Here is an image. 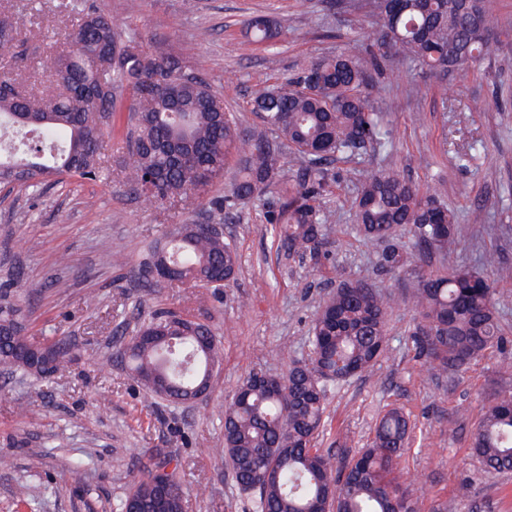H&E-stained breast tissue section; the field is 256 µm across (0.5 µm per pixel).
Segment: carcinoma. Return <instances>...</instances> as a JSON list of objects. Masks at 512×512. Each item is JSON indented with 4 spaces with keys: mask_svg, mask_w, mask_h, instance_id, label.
Here are the masks:
<instances>
[{
    "mask_svg": "<svg viewBox=\"0 0 512 512\" xmlns=\"http://www.w3.org/2000/svg\"><path fill=\"white\" fill-rule=\"evenodd\" d=\"M494 0H379L376 27L364 51L344 48L306 64L296 77L252 92V110L261 124L244 127L224 108V100L182 54L158 57L136 37L121 34L112 16L84 0H61L63 33L41 56L54 83L66 88L46 99L21 87L9 71L0 74V127L11 138L0 143V182L25 188L52 178L101 177L103 132L94 118L117 121V95H126L133 122L124 127L126 153L118 160L129 190L154 202L176 203L224 180L229 154L241 164L224 195L215 200L217 216L275 193L271 212L276 249L317 254L332 229L323 207L324 165L371 148L386 152L394 131L369 99L380 89L377 55H395L407 69L433 74L465 71L489 51L498 25ZM251 42L271 46L280 32L264 15L250 18ZM0 58L24 61L13 22L0 4ZM300 163L284 173L285 156ZM359 187L350 201L363 236L384 245L381 268L404 271L411 253L397 242L409 228L414 244L449 261L448 244L459 234L455 213L438 194L400 175L392 162L358 171ZM239 256L224 236L202 224H180L170 240L153 248L142 266L146 280L222 288L234 279ZM420 317L412 341L432 370L458 372L502 341L493 288L484 276L455 268L414 270L411 292ZM387 298L357 284L340 285L313 321L309 358L279 378L277 389L245 379L224 409V447L240 490L254 488L252 512H393L395 500L415 512L408 492L395 482L408 445L410 425L393 408L375 427L369 445L341 467L314 447L323 427L330 384L352 370L375 365L388 344ZM211 327L175 312L161 311L144 323L118 352L121 362L153 396L178 404L211 378L222 360L220 342L203 344ZM74 360L67 342L47 336L31 343L19 325L10 292H0V365L25 374L55 372ZM472 450L489 473L512 471V392L489 405L472 438ZM179 464L148 467L116 505L128 512L138 501L152 506L151 486L164 473L169 483L166 512H183Z\"/></svg>",
    "mask_w": 512,
    "mask_h": 512,
    "instance_id": "carcinoma-1",
    "label": "carcinoma"
}]
</instances>
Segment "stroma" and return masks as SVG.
Returning <instances> with one entry per match:
<instances>
[{
    "label": "stroma",
    "mask_w": 512,
    "mask_h": 512,
    "mask_svg": "<svg viewBox=\"0 0 512 512\" xmlns=\"http://www.w3.org/2000/svg\"><path fill=\"white\" fill-rule=\"evenodd\" d=\"M90 0L161 56L181 52L244 126L258 124L250 91L276 84L308 61L336 52L370 30L373 0ZM498 36L466 75L406 72L401 60H379L383 88L372 100L394 129L393 158L406 178L435 188L457 216L449 250L460 267L490 281L508 342L469 368L439 375L417 356V324L404 273L379 267L380 246L356 230L349 200L357 172L381 167L370 151L329 164L321 202L338 232L323 255H287L272 244L266 208L242 205L226 214L224 238L240 269L223 288L146 283L140 268L174 225L209 224L207 196L161 205L130 194L116 161L124 143L104 135L108 165L96 181L64 177L30 190L0 184V282L27 317L31 342L57 333L76 359L65 369L29 377L0 368V512L30 486L37 512H112L147 461L178 460L186 512H246L249 496L216 454L224 406L253 373L285 375L305 358L313 319L340 281L362 282L392 298L389 344L368 371L330 386L317 448L343 465L366 447L378 416L397 408L412 426L395 472L417 512H512V472H484L471 451L485 408L512 391V276L484 266L494 254L512 267V0H496ZM56 0H11L27 50L22 76L53 93L40 56L58 33ZM267 15L281 28L272 54L249 43L243 23ZM169 308L207 323L224 360L210 394L191 404L151 396L114 357L155 310ZM468 485V498L458 489Z\"/></svg>",
    "instance_id": "35a3bbf8"
}]
</instances>
